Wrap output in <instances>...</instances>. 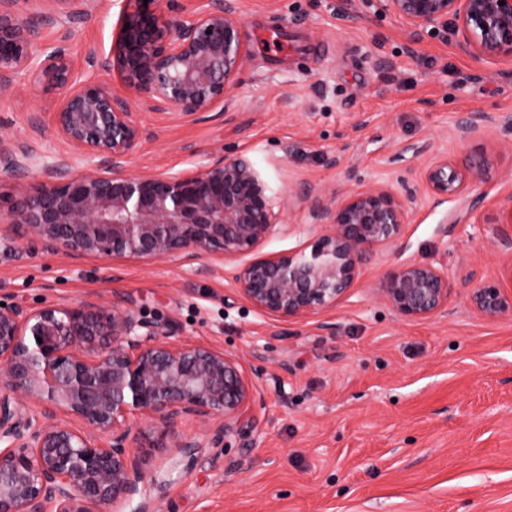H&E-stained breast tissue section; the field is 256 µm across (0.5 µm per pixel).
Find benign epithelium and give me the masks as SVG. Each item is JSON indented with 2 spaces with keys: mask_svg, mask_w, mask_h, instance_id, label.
I'll list each match as a JSON object with an SVG mask.
<instances>
[{
  "mask_svg": "<svg viewBox=\"0 0 512 512\" xmlns=\"http://www.w3.org/2000/svg\"><path fill=\"white\" fill-rule=\"evenodd\" d=\"M0 0V100L22 91L29 69L57 90L55 130L65 150L41 165L45 180L24 195L0 229V241L35 239L72 258H131L183 265L206 258L261 315L306 319L336 304L375 248L391 244L406 208L383 187L311 197L320 227L310 253L248 258L280 223L252 162L227 154L191 173L125 175L145 127L125 92L152 110L184 115L223 103L244 64L246 34L235 7L207 0L189 19L175 0H123L107 53L82 59L66 35L40 43L42 28L88 16L90 0ZM414 30L453 25L480 60L512 58V0H378ZM80 65L113 72L120 87L74 79ZM461 120L466 140L478 121ZM95 168L70 176L72 163ZM32 147L0 136V172L27 176ZM484 157H439L424 169L428 191L458 197L483 183ZM509 252L500 278L477 283L470 304L481 316H512V234L491 240ZM448 266L407 262L376 288L398 316L428 319L448 306ZM42 342H37V339ZM257 391L240 359L221 349L172 339L168 321L117 303L84 300L27 307L0 299V512H159L166 483L143 467L132 446L136 420L175 439L191 463L220 448Z\"/></svg>",
  "mask_w": 512,
  "mask_h": 512,
  "instance_id": "1",
  "label": "benign epithelium"
}]
</instances>
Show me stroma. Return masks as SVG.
Returning <instances> with one entry per match:
<instances>
[{
  "label": "stroma",
  "mask_w": 512,
  "mask_h": 512,
  "mask_svg": "<svg viewBox=\"0 0 512 512\" xmlns=\"http://www.w3.org/2000/svg\"><path fill=\"white\" fill-rule=\"evenodd\" d=\"M247 58L227 101L193 116L158 113L130 96L148 130L128 172L195 171L248 157L281 222L262 255L310 251L319 228L300 192L343 197L389 189L409 208L399 238L378 247L347 296L302 320L256 313L213 271L191 265L49 255L35 242L0 249V296L30 307L92 298L172 323L175 339L238 355L257 398L224 445L191 467L169 465L172 438L132 430L145 468H160V512H512V316L487 319L470 289L498 277L490 239L512 196V151L499 128L456 137L469 113L512 118V62L476 60L448 28L412 31L376 0H233ZM122 0H92L71 51L109 49ZM293 41L289 58L267 38ZM0 104V134L41 159L61 149L59 95L17 78ZM39 113L33 133L29 113ZM487 156L470 196L440 198L423 181L440 156ZM483 203L471 215L472 197ZM447 262L448 306L400 318L375 288L405 262Z\"/></svg>",
  "instance_id": "obj_1"
}]
</instances>
